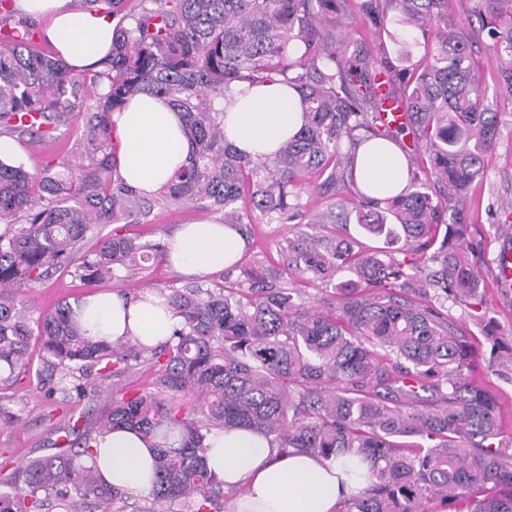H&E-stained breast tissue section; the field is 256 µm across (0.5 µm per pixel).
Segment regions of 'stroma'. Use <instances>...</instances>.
Wrapping results in <instances>:
<instances>
[{
  "label": "stroma",
  "instance_id": "1",
  "mask_svg": "<svg viewBox=\"0 0 512 512\" xmlns=\"http://www.w3.org/2000/svg\"><path fill=\"white\" fill-rule=\"evenodd\" d=\"M448 17L475 34L474 56L480 62V78L489 105L500 114L499 137L489 154L482 177L470 187L467 197L469 239L478 243L476 263L486 288L478 299L465 305H450L449 310L461 318L473 332L477 347L476 366L469 374L471 383L496 393L501 416L512 434V298L501 297L494 284L492 261L500 243L512 238V101L498 95L499 73L492 60L493 49L476 12L474 0H448ZM81 118L60 127L55 142L34 147L23 145V162L32 171L49 164L72 159L79 146ZM214 212L198 205L155 206L143 224L121 225V233L143 243H164L182 224L214 219ZM246 241L241 263L259 259L265 265L282 263L289 241L301 234L313 233V225L278 224L253 217L243 224ZM187 279L166 259L155 258L144 270L123 281H99L83 285L70 273L57 271L37 284L33 297L37 307L53 309L59 302L78 303L83 297L103 291H118L138 296L149 286L182 287ZM492 324L495 338L486 340L483 328ZM0 409L13 415V422L0 420V461L20 464L26 459L58 453L69 415L61 404L45 398L34 375L24 374L0 382Z\"/></svg>",
  "mask_w": 512,
  "mask_h": 512
}]
</instances>
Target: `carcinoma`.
Masks as SVG:
<instances>
[{
	"mask_svg": "<svg viewBox=\"0 0 512 512\" xmlns=\"http://www.w3.org/2000/svg\"><path fill=\"white\" fill-rule=\"evenodd\" d=\"M448 0H73L78 11L119 17L103 69L85 77L40 52L35 22L0 0V137L37 145L84 114L78 156L38 173L0 160V381L35 371L51 400L78 405L113 379L110 409L95 434L68 425L72 454L44 456L5 473L0 512H123L122 494L100 479L99 439L116 429L153 440L151 505L224 512V483L205 464L209 435L250 429L283 452L370 463V485L344 512H427L426 503L465 502L468 512H512V436L494 392L469 383L473 347L448 314V298L479 296L481 277L459 210L497 143L498 113L485 104L472 36L448 22ZM493 42L499 94L512 100V0H476ZM397 45L372 53L352 39L357 21ZM420 32L423 64L405 66ZM282 76L308 108L302 130L271 158L224 139V96ZM388 91H381L382 85ZM162 97L182 113L191 151L159 191L172 204L224 212L238 226L244 200L268 223L294 219L307 174L326 175L336 199L309 216L334 234L288 243L283 268L253 261L244 278L158 288L182 322L154 347L136 337L93 335L65 301L31 302L36 284L61 268L83 283L121 281L160 251L96 224H138L151 201L126 185L115 164L112 115L135 96ZM405 107L396 128L380 117L388 100ZM412 136L428 157L424 178L383 199L355 188L357 132ZM355 223L384 246L342 235ZM426 264L396 257L392 244ZM342 272L352 277L338 279ZM300 277L332 288L325 309L307 310L279 283ZM153 386L131 395L118 380L142 363ZM76 439L71 440L69 436Z\"/></svg>",
	"mask_w": 512,
	"mask_h": 512,
	"instance_id": "cac0c4a2",
	"label": "carcinoma"
}]
</instances>
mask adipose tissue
<instances>
[{
    "instance_id": "obj_1",
    "label": "adipose tissue",
    "mask_w": 512,
    "mask_h": 512,
    "mask_svg": "<svg viewBox=\"0 0 512 512\" xmlns=\"http://www.w3.org/2000/svg\"><path fill=\"white\" fill-rule=\"evenodd\" d=\"M16 6L48 17L44 35L69 65L101 70L112 44V19L72 10L70 0H16ZM305 111L303 99L278 77L225 99L224 137L251 156L269 157L301 130ZM112 119L120 144L119 173L138 193L160 189L185 164L190 144L182 118L163 99L137 96ZM354 178L369 196L396 195L407 184L406 159L393 143L369 140L357 150ZM244 246L235 228L208 221L178 228L167 242V255L182 273L203 277L230 266ZM79 316L98 336H135L149 346L165 341L180 322L164 298L149 301L115 291L90 297ZM208 444L210 473L225 486L244 490L233 512H339L369 483V465L358 457L282 454L250 430L216 431ZM97 466L101 478L127 497L138 498L152 487L151 444L134 431L119 429L105 436L98 444Z\"/></svg>"
}]
</instances>
